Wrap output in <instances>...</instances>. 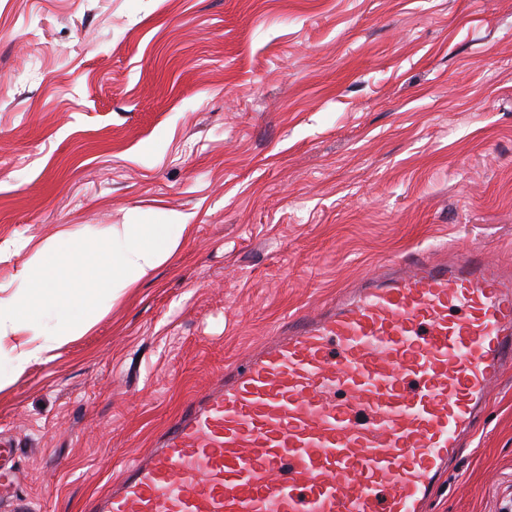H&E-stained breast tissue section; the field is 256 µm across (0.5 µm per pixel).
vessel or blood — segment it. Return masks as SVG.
I'll list each match as a JSON object with an SVG mask.
<instances>
[{
    "label": "vessel or blood",
    "instance_id": "vessel-or-blood-1",
    "mask_svg": "<svg viewBox=\"0 0 512 512\" xmlns=\"http://www.w3.org/2000/svg\"><path fill=\"white\" fill-rule=\"evenodd\" d=\"M511 364L512 273L390 262L226 368L86 512H423Z\"/></svg>",
    "mask_w": 512,
    "mask_h": 512
}]
</instances>
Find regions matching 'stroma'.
Masks as SVG:
<instances>
[{"label": "stroma", "instance_id": "1", "mask_svg": "<svg viewBox=\"0 0 512 512\" xmlns=\"http://www.w3.org/2000/svg\"><path fill=\"white\" fill-rule=\"evenodd\" d=\"M189 224L15 373L33 512H84L189 396L386 260L512 265V0H0V285L62 233ZM512 500V368L430 512Z\"/></svg>", "mask_w": 512, "mask_h": 512}]
</instances>
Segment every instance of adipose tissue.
Instances as JSON below:
<instances>
[{
    "label": "adipose tissue",
    "instance_id": "adipose-tissue-1",
    "mask_svg": "<svg viewBox=\"0 0 512 512\" xmlns=\"http://www.w3.org/2000/svg\"><path fill=\"white\" fill-rule=\"evenodd\" d=\"M186 228L184 216L175 213L165 223L113 224L99 238L65 233L45 244L19 272L13 290L0 297V335L11 332L35 342L15 355L17 368L88 328L100 302L150 280ZM47 309L54 314L50 325L40 318Z\"/></svg>",
    "mask_w": 512,
    "mask_h": 512
}]
</instances>
